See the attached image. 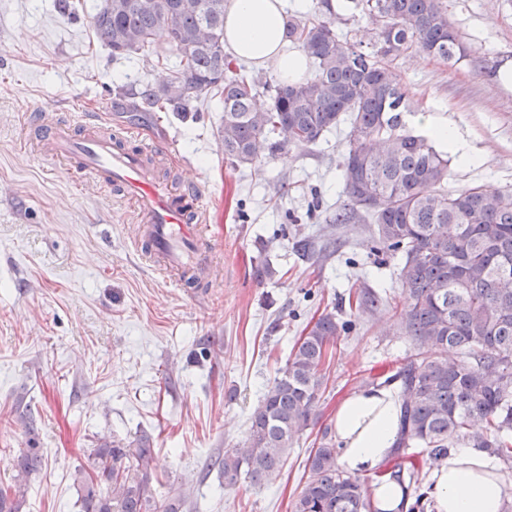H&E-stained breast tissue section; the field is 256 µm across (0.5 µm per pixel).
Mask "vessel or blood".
Segmentation results:
<instances>
[{"label":"vessel or blood","instance_id":"b4317fda","mask_svg":"<svg viewBox=\"0 0 512 512\" xmlns=\"http://www.w3.org/2000/svg\"><path fill=\"white\" fill-rule=\"evenodd\" d=\"M40 142L44 152L89 175L91 184L114 188L132 201L141 216L134 242L158 259L160 270L189 273L197 266L203 196L196 186L175 190L154 177L146 155L161 150L160 142L129 146L105 134L79 136L72 122L48 120L40 124Z\"/></svg>","mask_w":512,"mask_h":512}]
</instances>
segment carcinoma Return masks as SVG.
I'll list each match as a JSON object with an SVG mask.
<instances>
[{
    "mask_svg": "<svg viewBox=\"0 0 512 512\" xmlns=\"http://www.w3.org/2000/svg\"><path fill=\"white\" fill-rule=\"evenodd\" d=\"M224 2L103 0L93 26L112 54L142 52L170 71L157 88L119 87L117 94L136 96L141 112H195L219 91L224 159L234 167L261 165V144L271 137L272 152L303 149L348 124L341 177L349 207L331 221L371 220V250L398 259V328L416 353L385 380L397 383L402 409L390 474L408 481L409 512H425L427 492L408 449L437 458L466 446L512 460V192L448 190V152L403 122L409 95L393 66L415 46L450 66L468 48L443 0H349L352 17L379 22L369 50L336 31L331 0H320L312 15L285 17V39L308 59V70L298 81L271 84L235 69L225 54ZM263 92L265 107L257 101ZM345 327L334 309L306 325L254 407L243 446L224 451L225 483L278 474L310 424L328 351ZM451 348L459 360L448 361ZM152 455L147 438L94 449L92 468L74 475L82 512H182L181 495H156ZM337 456L327 430L307 459L292 512H373L369 479L344 472ZM42 465L40 449L20 450L12 484L0 488V512H22L29 476Z\"/></svg>",
    "mask_w": 512,
    "mask_h": 512,
    "instance_id": "1",
    "label": "carcinoma"
}]
</instances>
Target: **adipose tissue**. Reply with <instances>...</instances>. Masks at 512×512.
I'll return each mask as SVG.
<instances>
[{
  "instance_id": "ef3b65f1",
  "label": "adipose tissue",
  "mask_w": 512,
  "mask_h": 512,
  "mask_svg": "<svg viewBox=\"0 0 512 512\" xmlns=\"http://www.w3.org/2000/svg\"><path fill=\"white\" fill-rule=\"evenodd\" d=\"M284 0H230L224 18V45L241 61L275 66L279 77H299L300 54L284 52ZM399 404L393 388L366 387L337 406L333 418L338 461L350 473H372L386 461L399 429ZM431 467L436 512H501L512 496L496 458L478 448H452Z\"/></svg>"
}]
</instances>
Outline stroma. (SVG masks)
Masks as SVG:
<instances>
[{"label":"stroma","instance_id":"1","mask_svg":"<svg viewBox=\"0 0 512 512\" xmlns=\"http://www.w3.org/2000/svg\"><path fill=\"white\" fill-rule=\"evenodd\" d=\"M102 0H0V485L14 448L40 449L23 512H80L73 475L94 448L147 437L157 495L180 492L186 512H291L308 455L339 401L362 377L414 353L397 335V261L371 255V225L335 224L345 128L261 166L224 159L218 98L196 112H135L113 85H161L144 54L113 56L92 18ZM469 49L456 66L419 49L394 67L409 89V129L437 119L479 162L450 163L449 188L512 187V89L493 75L512 63V0H444ZM90 116L97 130L164 140L153 160L172 187L194 183L207 212L206 275L196 285L138 254L141 218L112 189L88 193L38 147L37 117ZM270 266L272 276L256 271ZM387 300L350 319L333 349L313 419L279 475L224 483L219 462L245 440L254 406L311 318L350 291Z\"/></svg>","mask_w":512,"mask_h":512}]
</instances>
